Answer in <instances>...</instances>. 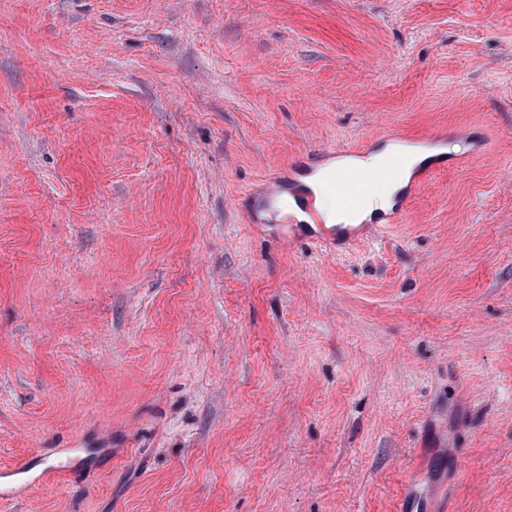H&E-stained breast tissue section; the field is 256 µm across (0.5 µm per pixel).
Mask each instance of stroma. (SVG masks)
Listing matches in <instances>:
<instances>
[{
	"label": "stroma",
	"mask_w": 512,
	"mask_h": 512,
	"mask_svg": "<svg viewBox=\"0 0 512 512\" xmlns=\"http://www.w3.org/2000/svg\"><path fill=\"white\" fill-rule=\"evenodd\" d=\"M388 133L448 149L404 218L288 239L268 179ZM21 465L0 512H512V0H0Z\"/></svg>",
	"instance_id": "35a3bbf8"
}]
</instances>
